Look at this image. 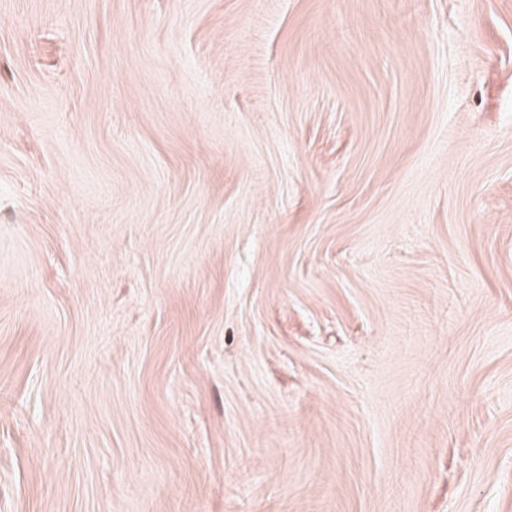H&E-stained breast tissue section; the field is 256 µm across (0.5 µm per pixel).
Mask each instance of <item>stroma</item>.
Masks as SVG:
<instances>
[{
  "label": "stroma",
  "mask_w": 512,
  "mask_h": 512,
  "mask_svg": "<svg viewBox=\"0 0 512 512\" xmlns=\"http://www.w3.org/2000/svg\"><path fill=\"white\" fill-rule=\"evenodd\" d=\"M0 512H512V0H0Z\"/></svg>",
  "instance_id": "1"
}]
</instances>
